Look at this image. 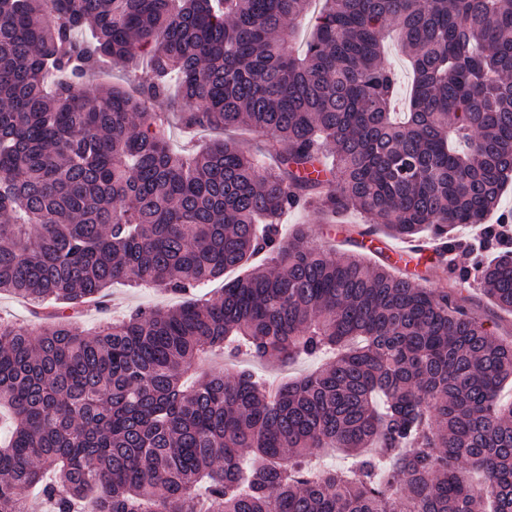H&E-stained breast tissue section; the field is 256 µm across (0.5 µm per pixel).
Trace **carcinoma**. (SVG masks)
Instances as JSON below:
<instances>
[{
	"mask_svg": "<svg viewBox=\"0 0 512 512\" xmlns=\"http://www.w3.org/2000/svg\"><path fill=\"white\" fill-rule=\"evenodd\" d=\"M0 0V512H512V342L463 306L512 312V251L435 291L393 266L282 238L289 210L372 216L387 236H489L512 179V0ZM398 35L409 111L383 57ZM136 93L86 78L105 62ZM188 129L247 131L185 157ZM240 272L233 279L232 272ZM215 298L91 330L112 282ZM315 372L272 390L212 350ZM319 448L356 461L311 471ZM465 304L485 321L496 336L512 340V313L497 308L483 291L481 285L471 282L463 292ZM0 316L24 323L34 333L40 328V321L34 318L27 307L8 293L0 292Z\"/></svg>",
	"mask_w": 512,
	"mask_h": 512,
	"instance_id": "obj_1",
	"label": "carcinoma"
}]
</instances>
